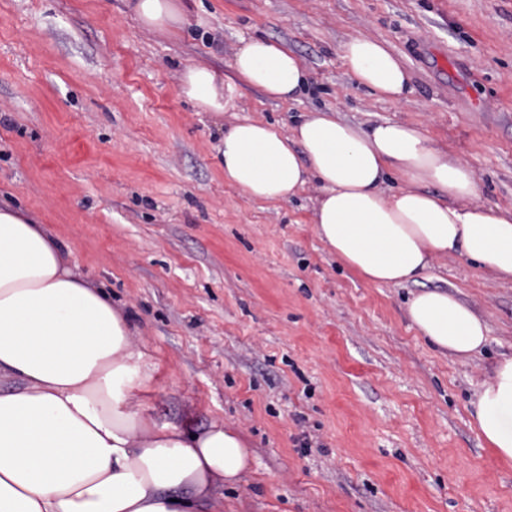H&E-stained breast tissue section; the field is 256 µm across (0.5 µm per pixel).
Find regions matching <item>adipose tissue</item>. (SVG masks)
<instances>
[{"mask_svg":"<svg viewBox=\"0 0 512 512\" xmlns=\"http://www.w3.org/2000/svg\"><path fill=\"white\" fill-rule=\"evenodd\" d=\"M131 6L149 28L184 17L181 0ZM340 55L357 86L394 102L410 93L411 75L386 42L354 36ZM231 68L277 101L307 82L301 59L264 39L243 44ZM181 91L217 122L230 106L223 79L204 66L185 67ZM216 152L225 180L253 201L286 202L317 180L315 232L366 282L415 283L449 255L512 280V211L475 203L469 167L414 125L364 127L328 110L286 135L245 119L225 129ZM392 173L406 187L384 191ZM407 312L442 355L468 359L488 341L484 318L448 291L412 293ZM153 379L122 308L73 272L43 225L0 206V512H210L217 491L249 471L250 445L229 425L157 423ZM471 405L479 438L512 465V356L497 361Z\"/></svg>","mask_w":512,"mask_h":512,"instance_id":"obj_1","label":"adipose tissue"}]
</instances>
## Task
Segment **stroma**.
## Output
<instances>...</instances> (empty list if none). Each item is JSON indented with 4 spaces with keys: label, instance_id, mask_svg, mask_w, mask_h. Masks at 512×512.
Wrapping results in <instances>:
<instances>
[{
    "label": "stroma",
    "instance_id": "35a3bbf8",
    "mask_svg": "<svg viewBox=\"0 0 512 512\" xmlns=\"http://www.w3.org/2000/svg\"><path fill=\"white\" fill-rule=\"evenodd\" d=\"M355 35L402 57L406 102L355 86L339 53ZM252 39L304 61L296 100L236 83ZM189 64L233 86L225 124L287 133L327 108L412 124L468 163L478 203L511 211L512 0H186L173 35L130 0H0V205L45 225L128 314L158 422L224 423L250 443L225 512H512V466L470 415L512 354V282L452 255L415 285L367 283L314 230L317 181L274 204L225 182L222 132L181 91ZM430 288L485 318L471 360L410 323L408 298Z\"/></svg>",
    "mask_w": 512,
    "mask_h": 512
}]
</instances>
